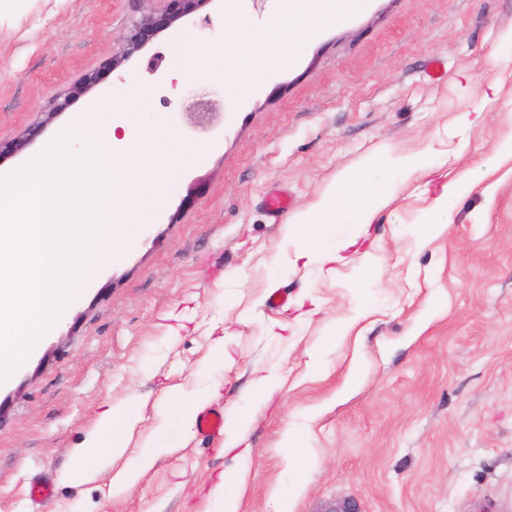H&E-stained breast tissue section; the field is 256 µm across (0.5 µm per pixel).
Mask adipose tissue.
<instances>
[{"instance_id":"adipose-tissue-1","label":"adipose tissue","mask_w":512,"mask_h":512,"mask_svg":"<svg viewBox=\"0 0 512 512\" xmlns=\"http://www.w3.org/2000/svg\"><path fill=\"white\" fill-rule=\"evenodd\" d=\"M357 2L289 0L266 31L240 32L216 53L201 50L183 31L177 29L171 32L170 40L178 54V66L182 71L212 78L231 74L239 82L252 86L256 84L257 76L249 67V53H263L269 67H282L290 59V44L310 38L322 17L346 16ZM505 157H512V134L503 140L499 155L487 158L477 169L458 174L442 185L425 226L428 237L436 238L444 232L443 215L449 211L451 204L495 172ZM393 193L392 182H370L361 170L348 173L317 203L289 219L288 233L298 238L302 256L318 252L325 262H336L339 250L363 237L366 226L372 224L376 215L387 206ZM344 198L349 199V206H341L340 201ZM121 418L122 428H115L113 420L108 419L87 434L82 447L74 451V464L65 473V480L75 485L90 482L104 463L124 454L128 436L137 419L134 410L129 408L123 410ZM194 423L193 409L181 408L177 433H170L168 426H160L151 436L136 465L116 475V483L126 487L134 485L141 471L176 447L177 436L190 434Z\"/></svg>"}]
</instances>
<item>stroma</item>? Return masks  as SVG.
Returning a JSON list of instances; mask_svg holds the SVG:
<instances>
[{
    "label": "stroma",
    "mask_w": 512,
    "mask_h": 512,
    "mask_svg": "<svg viewBox=\"0 0 512 512\" xmlns=\"http://www.w3.org/2000/svg\"><path fill=\"white\" fill-rule=\"evenodd\" d=\"M230 6L254 32L274 16L272 0H210L175 26L212 47L230 34ZM161 7L0 0V139L24 141L0 171L127 83L148 92L141 126L165 120L205 151L0 386V512H220L209 493L240 472V512H276L281 497L290 512L344 499L360 512H512V158L461 198L441 236L417 242L441 186L512 131V0H364L323 18L287 66L252 56L255 88L181 73L164 31L111 68L133 21ZM93 72L88 95H70ZM202 91L224 122L200 134L180 114ZM423 150L437 168L398 184L334 271L298 257L290 215L347 173L392 178L373 157ZM273 190L291 197L287 213L265 207ZM270 371L281 388L266 406L249 386ZM200 392L206 408L251 414L249 457L195 431L113 489L162 423L158 404ZM126 404L140 420L125 453L93 482L68 483L75 448ZM40 472L55 492L37 507L28 481Z\"/></svg>",
    "instance_id": "stroma-1"
}]
</instances>
